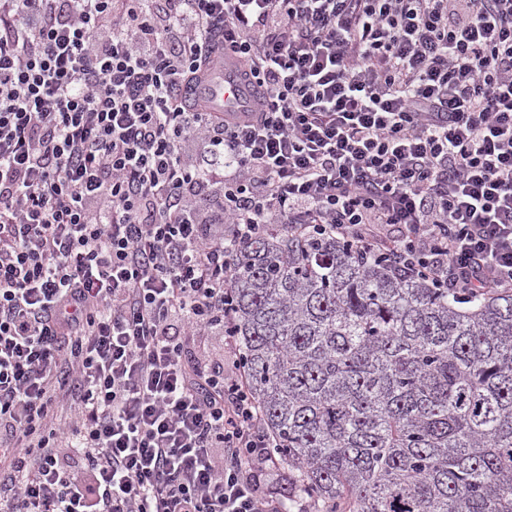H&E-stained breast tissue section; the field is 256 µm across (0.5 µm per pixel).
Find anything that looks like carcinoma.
<instances>
[{"mask_svg": "<svg viewBox=\"0 0 512 512\" xmlns=\"http://www.w3.org/2000/svg\"><path fill=\"white\" fill-rule=\"evenodd\" d=\"M227 288L246 389L316 512H512V292L269 224Z\"/></svg>", "mask_w": 512, "mask_h": 512, "instance_id": "1", "label": "carcinoma"}]
</instances>
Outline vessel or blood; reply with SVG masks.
<instances>
[{
  "label": "vessel or blood",
  "instance_id": "obj_1",
  "mask_svg": "<svg viewBox=\"0 0 512 512\" xmlns=\"http://www.w3.org/2000/svg\"><path fill=\"white\" fill-rule=\"evenodd\" d=\"M186 97L209 101L217 112H241L253 103L256 92L245 81L238 61L225 60L211 79L203 84L191 85L184 90Z\"/></svg>",
  "mask_w": 512,
  "mask_h": 512
}]
</instances>
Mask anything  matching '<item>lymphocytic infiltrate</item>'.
<instances>
[{"label": "lymphocytic infiltrate", "mask_w": 512, "mask_h": 512, "mask_svg": "<svg viewBox=\"0 0 512 512\" xmlns=\"http://www.w3.org/2000/svg\"><path fill=\"white\" fill-rule=\"evenodd\" d=\"M218 50L237 117L180 95ZM268 224L512 291V0H0V512H287L226 301Z\"/></svg>", "instance_id": "f902f5d3"}]
</instances>
